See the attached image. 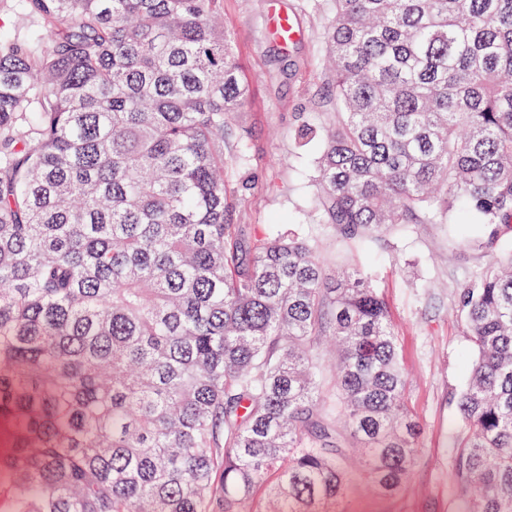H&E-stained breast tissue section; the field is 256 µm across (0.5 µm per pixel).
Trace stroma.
Listing matches in <instances>:
<instances>
[{
    "label": "stroma",
    "instance_id": "obj_1",
    "mask_svg": "<svg viewBox=\"0 0 512 512\" xmlns=\"http://www.w3.org/2000/svg\"><path fill=\"white\" fill-rule=\"evenodd\" d=\"M333 0H224V22L249 92L239 115L247 136L246 165L228 163L232 223L250 238L305 228L313 149L300 148L299 125L321 126L332 88L325 78L323 32ZM288 14L299 38L278 50L267 29L272 11ZM39 20L21 0H0V40L47 47ZM487 242L474 246L445 224H402L359 243L334 229L319 233L327 265L335 271L353 258L368 260L367 273L385 298L407 376L405 405L421 433L405 490L392 497L359 485L332 512H463L454 470L456 396L466 381L472 348L457 315V297L502 248L512 247V228L489 225Z\"/></svg>",
    "mask_w": 512,
    "mask_h": 512
}]
</instances>
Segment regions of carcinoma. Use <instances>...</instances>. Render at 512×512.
I'll use <instances>...</instances> for the list:
<instances>
[{
  "instance_id": "obj_1",
  "label": "carcinoma",
  "mask_w": 512,
  "mask_h": 512,
  "mask_svg": "<svg viewBox=\"0 0 512 512\" xmlns=\"http://www.w3.org/2000/svg\"><path fill=\"white\" fill-rule=\"evenodd\" d=\"M317 223L512 224V0H334ZM0 41V512H321L399 492L389 311L310 229L228 222L248 85L223 0H25ZM465 512H512V249L461 290ZM336 340L330 401L320 338ZM21 0H0V40L25 41L42 51L48 46L39 20L29 15Z\"/></svg>"
}]
</instances>
